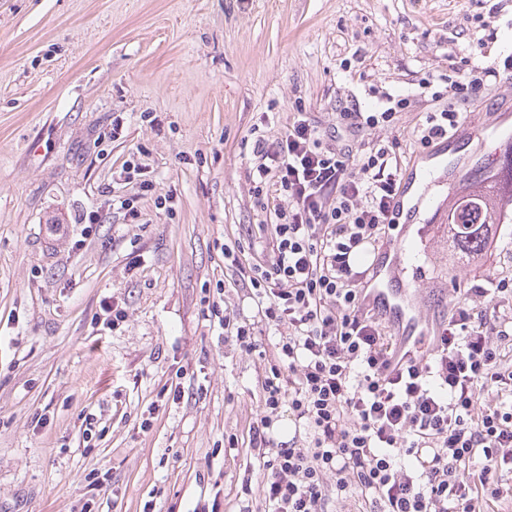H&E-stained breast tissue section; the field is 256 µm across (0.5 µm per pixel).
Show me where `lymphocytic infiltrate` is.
I'll use <instances>...</instances> for the list:
<instances>
[{"label": "lymphocytic infiltrate", "instance_id": "lymphocytic-infiltrate-1", "mask_svg": "<svg viewBox=\"0 0 512 512\" xmlns=\"http://www.w3.org/2000/svg\"><path fill=\"white\" fill-rule=\"evenodd\" d=\"M512 59L457 73L450 87L468 102ZM408 100L348 113L353 135L392 127ZM253 196L274 221L259 238L225 248L242 270L258 323L279 337L258 377L259 410L247 446L263 473L264 512H484L488 499L512 496V402H483L512 387L501 354L512 320L460 302L433 336L432 356L392 368L396 336L361 300L363 255L383 242L399 168L388 147L325 142L309 113H295L274 138L253 141ZM225 340L251 355L256 325L216 310ZM304 442L273 435L282 409Z\"/></svg>", "mask_w": 512, "mask_h": 512}]
</instances>
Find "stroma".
Segmentation results:
<instances>
[{
    "label": "stroma",
    "instance_id": "1",
    "mask_svg": "<svg viewBox=\"0 0 512 512\" xmlns=\"http://www.w3.org/2000/svg\"><path fill=\"white\" fill-rule=\"evenodd\" d=\"M511 54L512 0H0V512H238L262 473L226 440L247 433L264 361L224 342L206 292L228 283V307L255 313L222 250L266 220L253 126L308 112L328 128L402 95L370 139L406 170L427 113L455 105L466 132L512 114L504 80L468 103L448 86ZM131 158L174 202L145 198L128 224ZM485 279L512 280V223L472 266L431 243L417 310L512 313V297H464ZM175 379L177 403L161 395Z\"/></svg>",
    "mask_w": 512,
    "mask_h": 512
}]
</instances>
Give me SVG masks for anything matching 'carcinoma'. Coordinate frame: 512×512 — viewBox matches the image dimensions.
Here are the masks:
<instances>
[{
  "mask_svg": "<svg viewBox=\"0 0 512 512\" xmlns=\"http://www.w3.org/2000/svg\"><path fill=\"white\" fill-rule=\"evenodd\" d=\"M448 209V252L461 266L478 262L512 210V144L479 158L462 176Z\"/></svg>",
  "mask_w": 512,
  "mask_h": 512,
  "instance_id": "carcinoma-1",
  "label": "carcinoma"
}]
</instances>
